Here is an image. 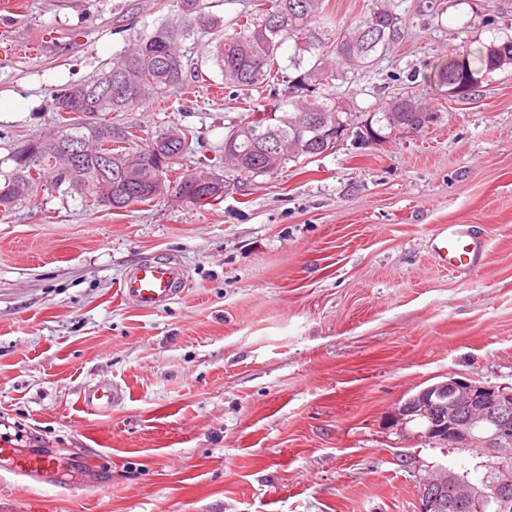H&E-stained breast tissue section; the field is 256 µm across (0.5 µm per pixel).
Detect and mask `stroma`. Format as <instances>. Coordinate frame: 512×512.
Listing matches in <instances>:
<instances>
[{"label":"stroma","mask_w":512,"mask_h":512,"mask_svg":"<svg viewBox=\"0 0 512 512\" xmlns=\"http://www.w3.org/2000/svg\"><path fill=\"white\" fill-rule=\"evenodd\" d=\"M403 37L328 90L366 120L394 93L437 119L390 142L353 139L230 187L199 207L164 195L86 209L35 186L0 217V441L51 455L52 483L0 476V512H417L445 463L386 430L420 389L454 376L512 385V65L470 99L434 74L460 49L512 37V0H395ZM172 0H16L0 14V157L57 133L52 95L96 77ZM187 40L206 80L120 113L138 136L189 127L182 164L218 163L248 100ZM441 224L486 243L467 273L431 248ZM153 259L185 273L146 312L119 286ZM124 393L110 411L90 386ZM122 399L121 392L113 385H95L83 392L81 403L93 412H106Z\"/></svg>","instance_id":"stroma-1"}]
</instances>
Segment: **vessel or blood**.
<instances>
[{
    "mask_svg": "<svg viewBox=\"0 0 512 512\" xmlns=\"http://www.w3.org/2000/svg\"><path fill=\"white\" fill-rule=\"evenodd\" d=\"M439 240L438 255L446 262L465 257L469 262H479L485 244L467 224H443L436 231ZM184 273L172 261H147L128 273L120 283L122 299L133 306L152 311L175 300L181 293ZM122 398L121 392L111 385L99 384L84 391L81 403L93 412H105ZM0 460L12 463L11 472L20 489H27L30 482H48L54 465L51 458L40 455L15 457L9 444L0 445Z\"/></svg>",
    "mask_w": 512,
    "mask_h": 512,
    "instance_id": "obj_1",
    "label": "vessel or blood"
}]
</instances>
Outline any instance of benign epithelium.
Here are the masks:
<instances>
[{"mask_svg":"<svg viewBox=\"0 0 512 512\" xmlns=\"http://www.w3.org/2000/svg\"><path fill=\"white\" fill-rule=\"evenodd\" d=\"M344 123L336 121L321 132L325 144L337 145ZM387 426L403 438L439 441L465 448L478 456H499L512 446V386H493L448 377L408 398L387 419ZM484 495L483 488L440 471L423 485L418 512H450L468 508Z\"/></svg>","mask_w":512,"mask_h":512,"instance_id":"1","label":"benign epithelium"}]
</instances>
